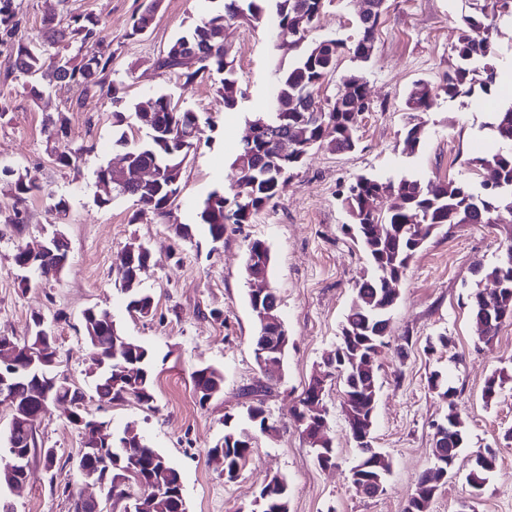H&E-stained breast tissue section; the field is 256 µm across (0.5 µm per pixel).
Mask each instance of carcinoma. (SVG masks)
Returning a JSON list of instances; mask_svg holds the SVG:
<instances>
[{
    "instance_id": "cac0c4a2",
    "label": "carcinoma",
    "mask_w": 512,
    "mask_h": 512,
    "mask_svg": "<svg viewBox=\"0 0 512 512\" xmlns=\"http://www.w3.org/2000/svg\"><path fill=\"white\" fill-rule=\"evenodd\" d=\"M267 0H224L221 10L211 14L195 25L186 34L178 37L166 49V55L157 59L158 68L177 72L190 83L205 79L212 73L224 75L219 92H224V84L234 81V59L224 44V22L243 18L257 22L265 11ZM276 12L274 32L299 49L297 61L286 71H278L276 93H274V111L268 113L267 119L280 124L279 134L285 135L295 124H302L309 131V140L322 144L320 134L323 125L332 123L340 128L333 145L338 151H351L355 148V133L361 112L370 109L366 82L358 75L352 74L342 78L343 108H330V102H322L320 89L336 71L337 57L347 47L342 39L329 38L327 42L334 47V58L316 56L314 51L320 41L308 42L314 24L331 0H273ZM491 14L480 17L468 15L463 17V29L459 43L464 49L455 51L457 64L448 73L442 90L448 97L454 98L471 92L478 69H483L486 77L483 86L492 84L495 71L490 59L494 55L491 40L492 24L485 19L506 18L512 21V0H490ZM359 35L352 43L351 50L355 57L367 60L371 53L361 49L374 41L377 27L367 28L357 24ZM20 20L14 0H0V39L13 42L15 58L12 71L28 78L27 88L33 99H38L44 86L75 85L82 88V95L70 103L74 108L83 106V97L93 93L110 96L118 100V88L108 79L112 52L104 47L99 37L98 22L89 16H72L67 25L59 28L54 21L47 22L52 41L69 47L78 46L82 56L65 58V66L43 59L42 52L35 46L18 37ZM189 46L195 59H186L172 54L176 46ZM434 88L426 81H417L410 89L405 100V111L409 112L405 125V142L418 146L426 134L425 123L415 120V113L426 112L433 100ZM151 107L164 114V129L160 133L151 131L147 139L127 151L133 162L145 165L154 164L159 168L156 184L147 186L135 196V201L144 210L169 224L173 213L166 210V203L173 189L170 180L182 173L183 164L194 147L199 134L201 117L187 109L174 111L171 97L158 94L153 98L134 105L135 113ZM497 149L486 156L468 160V164L479 170H490L499 176V188L484 189L466 181L440 182L421 180L403 176L391 181L390 190L393 198L389 206L373 207L370 197L375 191V176L359 175L349 186L343 206L350 218L353 238L365 254L369 269L354 285L355 298L345 314L342 328L357 329L360 335L350 343L340 342L341 358L336 360V375L342 382V411L361 415L367 407L370 394L369 386L376 384L371 375L361 374L356 365L371 355L379 358L384 349L390 346V325L392 309L398 297L390 293H399L394 286V277L403 274L415 254L426 240L446 224H490L493 213L500 207L512 210V151H502L503 143L512 144V101L501 111L495 113L494 122L490 124ZM85 149H63L56 153V163L65 168L76 166ZM294 164H284L278 158L276 144L273 140L264 141L261 148L253 154L247 171L237 173V191L233 199L226 197L210 206V199H205L200 206V223L208 228L212 240L224 238L229 224H248L263 207L276 199L282 190ZM42 191L36 179L20 175L16 179L17 202H26L29 196ZM474 273L480 280L501 285V288L488 294L483 299L484 290L475 289L470 295V310L474 322L487 306L495 310L508 312L512 320V243L505 249L503 259L496 265L477 264ZM127 295V309L134 312L137 302L150 297L140 288V283L124 284ZM83 335L101 366L96 371L95 393L99 400L107 403L134 399L142 405H150L154 398V374L152 352L144 347L140 358V367L145 374L130 384L120 376L121 359L112 358L114 337L123 336L122 330L109 310H97V323L83 324ZM203 381L192 378L193 385L206 388L224 387V374L215 367L204 368ZM266 390L247 392L251 398L246 406L244 423L238 424L233 417L224 419V480L233 481L240 476L254 448L256 434L271 435L277 432V426L270 421L264 406L263 395ZM448 423L453 426L452 438L448 447L453 455L438 462V467L431 469L422 477L420 485L430 488L438 487L434 483L438 469L451 470L466 440L465 424L455 404H449ZM103 457H112L119 466L112 468L106 486L112 497L118 501L131 499L132 512H188L184 497L181 474L161 451L151 446L141 431L126 425L119 435L114 437L110 448H101ZM132 460L143 461L147 465H165L170 471V486L164 488H139L135 497H130L126 486L118 482L122 469ZM496 463L488 467L474 464L466 476V482L485 484L493 472ZM273 478L279 482L273 494L262 501L255 512H281L289 505V486L287 480L278 475Z\"/></svg>"
}]
</instances>
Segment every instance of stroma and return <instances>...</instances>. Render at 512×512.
Returning a JSON list of instances; mask_svg holds the SVG:
<instances>
[{
    "instance_id": "obj_1",
    "label": "stroma",
    "mask_w": 512,
    "mask_h": 512,
    "mask_svg": "<svg viewBox=\"0 0 512 512\" xmlns=\"http://www.w3.org/2000/svg\"><path fill=\"white\" fill-rule=\"evenodd\" d=\"M473 0H387L371 58L362 62L342 53L337 74L325 82L321 98H334L341 78L355 73L367 83L371 108L362 114L357 145L339 152L330 144L313 149L291 174L279 197L248 224L228 225L221 242H212L198 219V205L214 189L234 194L231 163L241 146L248 117L271 111L276 69H288L295 52L271 38L276 17L261 22L235 19L224 39L234 58L237 106L228 111L219 77L185 82L160 70L155 62L169 44L208 17L215 0H15L20 33L45 55L56 53L46 38L48 19L67 22L73 15L97 18L101 34L114 52L110 78L119 87L126 115L113 124L110 99L81 96L74 86L44 89L32 99L23 78L11 74L12 48L0 44V336L24 341L33 331V315L44 318L56 339L58 370L88 396L86 408L118 430L138 425L148 442L162 451L181 473L189 512H250L269 476L287 478L289 512H404L422 474L430 469L434 424L445 421L456 403L466 426V444L454 472L431 499L428 512H512V321L505 322L491 344L479 340L466 297L478 278L476 263L492 265L512 241V212L502 210L492 224H462L432 235L414 256L399 283L391 312L390 346L375 364L379 396L373 429L375 448L391 459L383 491L369 497L352 484L350 469L358 450L341 408L343 386L329 377L324 403L336 464L320 467L298 430L292 412L310 378L324 370L339 342L341 322L354 298V283L366 261L343 231L349 218L342 195L354 177H395L408 172L422 179H480L467 159L495 148L489 124L512 87L502 82L451 98L441 87L455 62L462 34L460 18ZM152 10L150 26L129 39L135 16ZM356 0H332L311 37L357 36ZM430 82L437 90L431 108L421 113L426 136L415 151L404 144V103L412 84ZM171 96L179 107L205 117L202 132L184 164L175 213L191 233L183 238L154 215L135 217L132 200L97 202L96 172L118 160L128 146L146 139L134 105L157 94ZM82 108L70 110L72 99ZM65 113L62 141L48 139L47 121ZM89 147L77 168L56 164L61 147ZM26 174L42 185L24 204V223H14V176ZM63 210H56L57 201ZM62 232L69 262L56 278L42 280L14 264L18 246ZM265 240L272 253L270 282L280 298L290 345L283 375L269 383L253 354L255 317L248 305L245 253L249 240ZM144 245L152 261L141 278L154 298V315L132 316L116 277V263L127 245ZM109 309L124 336L154 355L155 401L145 407L128 400L101 404L94 393L91 351L82 331L87 308ZM224 373V390L199 402L192 373L203 366ZM440 374L452 400L442 399L429 384ZM500 375V393L484 402L491 375ZM266 387L265 406L278 427L274 436L257 435L252 455L237 480L225 481L220 465L207 455L224 436L225 415H239L248 388ZM66 409L49 406L36 430L39 447L51 448L63 463L69 493L52 488L41 458L30 464L26 486L17 492L0 485V499L15 512H72L78 496L101 497L98 485L85 482L67 461L76 457L81 437ZM494 450L497 468L480 496H472L465 476L470 457Z\"/></svg>"
}]
</instances>
